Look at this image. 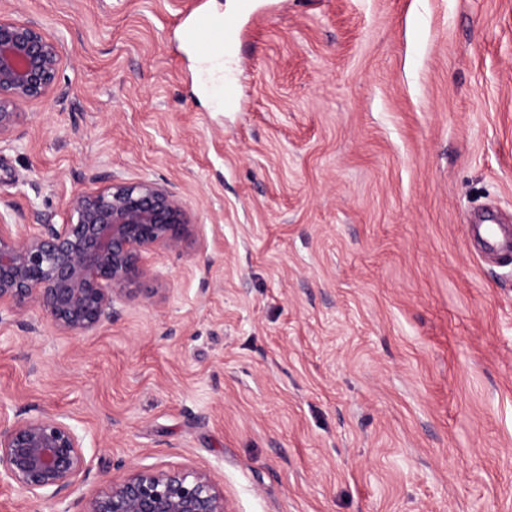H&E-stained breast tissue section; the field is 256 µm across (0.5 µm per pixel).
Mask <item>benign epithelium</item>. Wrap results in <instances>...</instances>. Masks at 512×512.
<instances>
[{"label": "benign epithelium", "instance_id": "1", "mask_svg": "<svg viewBox=\"0 0 512 512\" xmlns=\"http://www.w3.org/2000/svg\"><path fill=\"white\" fill-rule=\"evenodd\" d=\"M66 48L31 20L0 14V140L21 119L20 104L50 94ZM54 224L0 201V304L34 306L55 330L77 336L112 321L115 305L156 277L145 254L193 241L185 203L167 185L96 173ZM35 223L38 231L27 230ZM82 437L59 415L39 414L0 427V477L33 497L74 491L87 469ZM81 512H224V494L204 470L133 469L80 499Z\"/></svg>", "mask_w": 512, "mask_h": 512}]
</instances>
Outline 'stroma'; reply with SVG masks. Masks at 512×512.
<instances>
[{"instance_id":"obj_1","label":"stroma","mask_w":512,"mask_h":512,"mask_svg":"<svg viewBox=\"0 0 512 512\" xmlns=\"http://www.w3.org/2000/svg\"><path fill=\"white\" fill-rule=\"evenodd\" d=\"M234 15L223 109L182 21ZM67 48L0 200L67 218L96 172L168 183L194 240L111 323L0 309V424L53 412L80 512L133 468L209 471L225 512H512V0H0Z\"/></svg>"}]
</instances>
